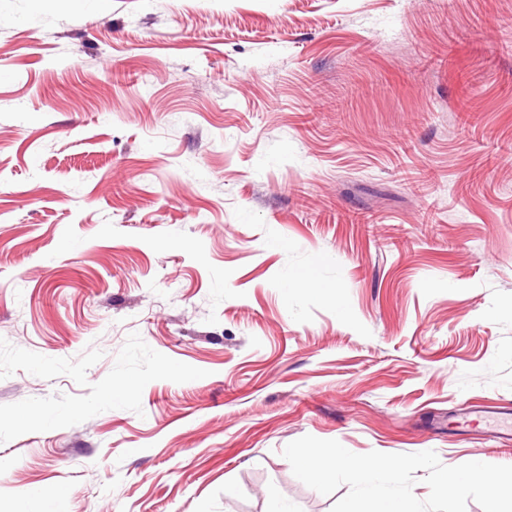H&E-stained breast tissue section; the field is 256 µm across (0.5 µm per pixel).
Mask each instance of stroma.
<instances>
[{
  "label": "stroma",
  "mask_w": 512,
  "mask_h": 512,
  "mask_svg": "<svg viewBox=\"0 0 512 512\" xmlns=\"http://www.w3.org/2000/svg\"><path fill=\"white\" fill-rule=\"evenodd\" d=\"M477 403L512 0H0V512H331L287 444L512 465Z\"/></svg>",
  "instance_id": "stroma-1"
}]
</instances>
